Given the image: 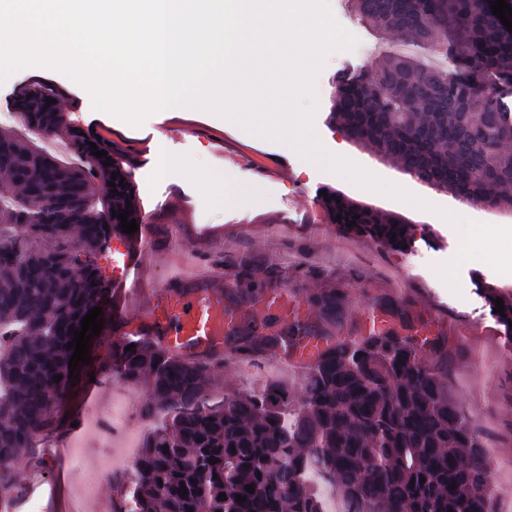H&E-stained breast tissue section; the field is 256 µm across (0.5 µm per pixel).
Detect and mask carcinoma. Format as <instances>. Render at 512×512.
<instances>
[{"instance_id":"1","label":"carcinoma","mask_w":512,"mask_h":512,"mask_svg":"<svg viewBox=\"0 0 512 512\" xmlns=\"http://www.w3.org/2000/svg\"><path fill=\"white\" fill-rule=\"evenodd\" d=\"M350 7L381 33L408 35L439 63L393 53L379 66L342 74L331 122L347 140L419 182L474 205L512 209V31L488 0H350ZM48 98L57 99L54 86L30 84L18 91L14 108L26 114L29 128L66 133L81 164L62 165L0 129L4 490L15 482L13 459L37 453L36 439L69 399L74 350L67 344L108 293L100 255L112 237L125 236L112 213L128 208V219H139L131 174L117 161L104 165L112 156L108 142L80 135ZM93 143L107 156L92 155ZM98 185L108 192L101 209ZM326 192L320 205L347 236L399 252L419 239L431 242L396 214ZM352 221L356 226L347 227ZM212 262L231 284L224 309L240 314L224 354L190 360L125 336L112 348V360L97 366L123 382L147 383L143 419L161 410L168 416L147 433L135 469L112 477L126 488L120 506L132 503L131 512H325L320 488L330 487L337 512H498L497 474L485 440L448 388L461 348L450 346L443 333L420 336L426 321L411 299L374 297L383 327L366 336H335L328 327L341 326L349 293L339 283L314 288L305 301L315 319L278 329L272 319L262 331L249 316L259 298L300 279L318 280L323 272L222 253ZM471 283L511 343L512 293L478 274ZM498 299L502 315L494 312ZM301 337L323 340L326 349L306 367L300 398L275 382L213 396L212 376L226 361L254 364L269 353L286 354ZM131 344L135 348L125 351ZM238 494L245 502L236 501Z\"/></svg>"}]
</instances>
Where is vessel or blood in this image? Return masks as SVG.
I'll return each mask as SVG.
<instances>
[{"label": "vessel or blood", "mask_w": 512, "mask_h": 512, "mask_svg": "<svg viewBox=\"0 0 512 512\" xmlns=\"http://www.w3.org/2000/svg\"><path fill=\"white\" fill-rule=\"evenodd\" d=\"M223 236L220 225L195 228L199 258L194 271L166 269L152 277L147 268L155 250L148 243L147 226H140L133 246L112 256L118 287L142 298L135 315L128 313L123 298L114 299L112 317L121 334L149 338L189 358L222 354L224 338L238 322L224 310V279L210 261L220 251Z\"/></svg>", "instance_id": "1"}]
</instances>
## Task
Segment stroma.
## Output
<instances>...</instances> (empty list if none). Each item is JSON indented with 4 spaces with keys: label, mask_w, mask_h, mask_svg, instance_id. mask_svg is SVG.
<instances>
[{
    "label": "stroma",
    "mask_w": 512,
    "mask_h": 512,
    "mask_svg": "<svg viewBox=\"0 0 512 512\" xmlns=\"http://www.w3.org/2000/svg\"><path fill=\"white\" fill-rule=\"evenodd\" d=\"M347 0H328L339 24L351 29L367 48L366 53L340 51L331 54L315 80L317 110L314 131L325 150L344 151L349 160L381 179L409 193L425 198L426 208L410 209L406 202L380 193H369L345 178L320 168L306 166L304 160L281 145L255 136L231 121H217L213 113L199 108L180 112H158L138 128L104 112L93 110L87 92L68 77L44 68H27L0 82V113L11 109L17 90L34 82L52 83L59 91L58 105L74 123L93 132L108 131L115 159L131 172L141 221L153 227L155 247L160 254L179 248L184 266L195 261V245L190 234L173 240L175 224H220L224 227L225 254L255 255L284 267L307 264L318 267L331 279L342 282L350 296L344 331H359L362 313L370 299L381 293L411 297L418 311L435 317L451 342L462 344L449 389L465 404L486 440L490 455L497 457L500 501L503 512H512V345H507L499 328L476 296L472 274L512 291V276L500 274L480 261L461 263L457 289L441 279L438 267L455 260L461 240L444 230L445 221L437 213L445 208L460 213L468 221L491 225H512V211L469 206L461 209L451 194L423 184L396 165L383 161L368 150L348 141L334 128L330 111L338 74L359 70L383 60L394 51L408 50L406 36L399 33L380 38L365 27L346 7ZM193 126L192 134H182V126ZM165 135L169 150L184 158L199 159L211 172L222 174L226 184L253 182L261 187L255 207L242 210L219 202L201 183L173 171L166 178L153 175L156 139ZM251 151L261 165L282 166L285 177L274 178L236 162L242 150ZM337 189L380 210L398 214L413 224L431 225L432 243L417 242L413 251L399 253L337 232L314 201L323 188ZM278 225V234H268L269 225ZM116 335L100 333L90 341L91 364L80 366V375L70 390L66 406L56 411L53 436L67 434L71 418L78 414L77 400L85 389L96 362L112 354ZM303 371L286 364L281 357L267 355L252 365L228 362L215 374L212 389L217 395L255 389L275 381L292 395L301 391ZM98 388L103 400L119 399L126 406L135 442H142L148 425L138 414L146 393L145 385H131L105 377ZM17 479L33 485L35 496L51 505V482L57 476V461L42 456L34 462L21 458L14 468Z\"/></svg>",
    "instance_id": "1"
}]
</instances>
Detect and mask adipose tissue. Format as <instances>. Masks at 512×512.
Here are the masks:
<instances>
[{
    "mask_svg": "<svg viewBox=\"0 0 512 512\" xmlns=\"http://www.w3.org/2000/svg\"><path fill=\"white\" fill-rule=\"evenodd\" d=\"M173 170L182 171L188 176L199 179L207 194L236 207H249L257 199V191L254 186H225L223 175L202 170L198 161L174 155L166 149L164 144H157L154 161L156 176L165 177Z\"/></svg>",
    "mask_w": 512,
    "mask_h": 512,
    "instance_id": "ef3b65f1",
    "label": "adipose tissue"
}]
</instances>
